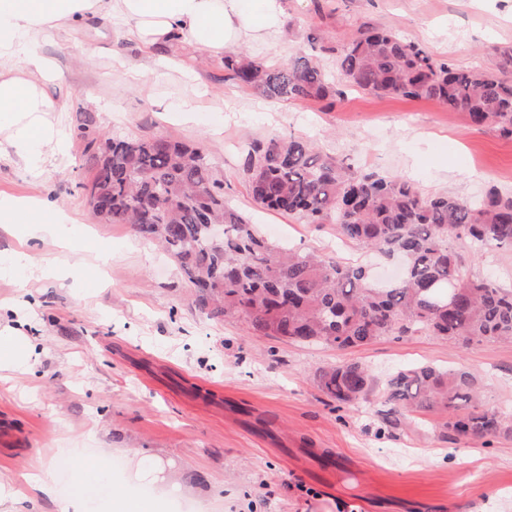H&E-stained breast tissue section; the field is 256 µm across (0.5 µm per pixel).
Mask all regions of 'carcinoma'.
<instances>
[{
    "label": "carcinoma",
    "instance_id": "carcinoma-1",
    "mask_svg": "<svg viewBox=\"0 0 512 512\" xmlns=\"http://www.w3.org/2000/svg\"><path fill=\"white\" fill-rule=\"evenodd\" d=\"M320 50L336 55L340 74L363 91L433 99L475 126L493 123L512 138V53L498 74L458 69L415 42L366 25L343 49L323 39ZM224 72L271 100L320 101L331 92L322 67L305 56L271 67L232 51L224 55ZM85 152L92 171L87 189L106 202L95 217L130 224L161 245L210 317L241 319L259 338L338 350L421 330L463 347L512 341V289L469 278L451 246L467 237L512 250V195L493 189L482 202L426 198L399 177L354 172L307 141L251 145L244 172L253 201L306 224L332 223L341 239L402 259V279L382 284L364 264L268 245L224 201V185L202 145L114 138L108 152L91 139ZM213 224L224 226L222 237L211 236ZM316 381L340 406L373 388L357 363L324 367ZM384 391L390 414L412 408L444 415L441 428L452 440L512 435V413L482 406L477 380L465 368H404L386 379Z\"/></svg>",
    "mask_w": 512,
    "mask_h": 512
}]
</instances>
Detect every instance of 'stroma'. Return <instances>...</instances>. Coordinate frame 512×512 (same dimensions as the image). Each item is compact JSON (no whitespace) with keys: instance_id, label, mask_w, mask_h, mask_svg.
Returning a JSON list of instances; mask_svg holds the SVG:
<instances>
[{"instance_id":"stroma-1","label":"stroma","mask_w":512,"mask_h":512,"mask_svg":"<svg viewBox=\"0 0 512 512\" xmlns=\"http://www.w3.org/2000/svg\"><path fill=\"white\" fill-rule=\"evenodd\" d=\"M390 29L435 60L497 71L512 51V0H285L281 31L242 46L268 65L318 56L336 91L321 101H271L226 79L224 60L183 42L145 51L116 18H92L45 51L62 72L50 86L62 137L37 169L0 155V200L38 198L53 235L0 228V336L28 344L0 372V483L16 487L0 512H60L81 492L96 512L121 495L149 512H512V436L451 440L433 414L387 410L382 381L434 365L471 371L486 405L512 411V344L464 347L421 331L344 351L252 336L192 302L177 263L127 224H101L83 183L89 137L165 135L208 149L225 200L273 246L366 255L330 224L258 207L243 171L248 146L277 137L313 143L357 171L397 176L422 196L481 200L512 193V138L474 129L426 99L351 87L313 37L341 47L362 23ZM92 52L78 58L80 47ZM144 66L140 85L128 67ZM195 109L180 111L185 99ZM468 276L512 288V250L467 240ZM339 361L368 368L379 386L337 406L315 375ZM110 466L77 483L74 462ZM47 467L52 492L25 483Z\"/></svg>"}]
</instances>
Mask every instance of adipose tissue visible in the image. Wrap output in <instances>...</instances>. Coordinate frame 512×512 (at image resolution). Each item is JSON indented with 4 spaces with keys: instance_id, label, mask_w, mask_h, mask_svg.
<instances>
[{
    "instance_id": "ef3b65f1",
    "label": "adipose tissue",
    "mask_w": 512,
    "mask_h": 512,
    "mask_svg": "<svg viewBox=\"0 0 512 512\" xmlns=\"http://www.w3.org/2000/svg\"><path fill=\"white\" fill-rule=\"evenodd\" d=\"M97 16L126 21L127 39L141 46L182 41L217 56L243 37L275 34L284 8L283 0H0V135L29 167L53 147L47 116L63 107L48 91L61 75L40 47Z\"/></svg>"
}]
</instances>
